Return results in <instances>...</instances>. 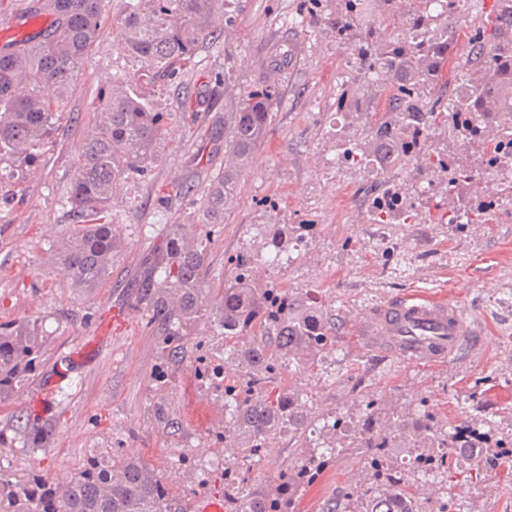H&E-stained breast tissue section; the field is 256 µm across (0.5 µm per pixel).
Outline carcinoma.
I'll use <instances>...</instances> for the list:
<instances>
[{
  "mask_svg": "<svg viewBox=\"0 0 512 512\" xmlns=\"http://www.w3.org/2000/svg\"><path fill=\"white\" fill-rule=\"evenodd\" d=\"M50 28L19 40L7 58L0 56V184L21 185L35 167L40 149L53 131V119L67 99L71 81L101 37L105 18L101 0H54ZM329 0H312L313 10L333 20L338 42L359 61L362 75L358 94L382 88L387 74L384 111L374 113L366 135L337 144L338 158L354 164L355 158L375 156L389 168L406 170L423 153L415 125L425 128L439 122L455 151L437 154L447 158L441 178L440 198L446 211L439 220L450 224L487 221L481 201L480 174L498 161V153L512 149V125L495 121L492 113L512 111V0H495V21L475 23L468 31L471 62L482 71L481 86L470 97H432L453 62L450 50L458 28L448 8L435 7L415 17V23L438 37L423 42L399 29L387 40L380 27L390 25L401 0H339L340 9L326 11ZM381 6L377 24L365 17ZM229 0H127L121 20V51L133 62V71L112 79L93 102L95 121L87 131L80 161L74 171L69 203L84 225L73 232L62 251V270L78 287L100 284L112 267L118 245L115 228L100 224V215L112 206L111 189L130 179L146 176L169 135L166 114L156 110L145 87L174 80L181 67L191 63L200 36L214 33L215 14L234 22ZM272 94L268 89L242 95L224 120V170L217 173L202 195L197 214L169 225L160 250L161 260L149 263L135 292V308L150 316L149 328L158 337L161 352L176 361L183 353L188 329L205 319L232 344L231 366L235 378L217 377L206 365L203 377L224 388V410L233 425L248 438L249 452L259 451L282 429L306 428L299 393L277 382L286 362L299 352L313 356L335 346L340 327L323 312L297 299L273 282L257 278V264L248 255L228 258L230 280L217 288L210 278V261L204 245L188 244L183 231L193 224H222L237 196L240 174L262 143L270 117ZM372 198L375 218L384 204L402 201L413 214L415 205L388 181L377 183ZM311 224H270L264 246L275 255L289 256L307 237ZM43 356V340L26 319L0 323V404L12 399L32 377ZM378 401H366L363 447L375 441L391 442L396 435L378 426ZM16 434L43 442L51 439L48 423L24 412L17 415ZM398 432L417 441L419 448H469L488 466L512 456V441L497 456L481 446V432L467 422L453 431L439 428L430 407ZM336 449L315 452L301 465L278 473V494L243 498L234 512H298L302 492L316 483L334 462ZM385 458L368 452L365 465L374 481L347 493L356 512H419L415 498L400 481L379 479ZM0 512H183L164 480L138 455H124L104 464L88 460L71 482L60 487L36 472L23 484L0 477Z\"/></svg>",
  "mask_w": 512,
  "mask_h": 512,
  "instance_id": "carcinoma-1",
  "label": "carcinoma"
}]
</instances>
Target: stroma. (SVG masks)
Returning a JSON list of instances; mask_svg holds the SVG:
<instances>
[{
  "label": "stroma",
  "mask_w": 512,
  "mask_h": 512,
  "mask_svg": "<svg viewBox=\"0 0 512 512\" xmlns=\"http://www.w3.org/2000/svg\"><path fill=\"white\" fill-rule=\"evenodd\" d=\"M309 6V0H232L233 25L216 17L221 37H201L192 64L174 82L148 87L154 106L169 115V137L146 177L119 185L106 217L120 238L112 269L103 283L80 288L57 267L61 243L79 223L68 203L71 177L98 90L133 68L118 48L126 0H104L106 31L55 116L40 166L23 195L0 186V322H35L44 340L36 375L12 404L0 405V429H10L14 410L44 392L60 359L85 354L47 394L40 417L54 428L50 441L41 448L0 447V477L21 484L40 468L56 482L89 457L108 462L133 452L163 475L187 512H198L200 499H221L230 490L272 494L281 467L300 465L316 442L332 441L336 460L304 493L302 512H324L329 497L344 500L368 481L362 449L341 435L284 431L255 455L225 440L223 424L199 412L204 403L223 412L224 394L198 373L200 355L223 352V336L197 323L184 357L167 361L147 312L131 305L167 226L196 212L211 172L224 164L219 134L235 94L265 88L273 106L264 141L240 176L224 222L206 228L214 281L230 277L228 257L260 252L264 225L309 224L313 238L295 265L266 270L265 277L330 319L363 316L405 295H449L487 327L483 357L453 366L405 362L346 330L332 350L295 357L280 385L299 392L319 426L336 418L358 426L365 401L375 398L383 424L414 417L426 404L445 429L486 420L491 440L512 438V223L441 224L423 204L411 224L354 220L353 210L368 208L371 183L337 163L336 144L364 125L353 121L337 131L333 119L357 78L356 63ZM276 45L291 57L283 81L273 85L266 59ZM189 183L196 194L181 193ZM159 406L166 420L157 419ZM228 468L237 472L236 485L225 479ZM406 486L421 512L447 501L458 512H512V462L488 470L451 457L442 477L410 476Z\"/></svg>",
  "instance_id": "obj_1"
}]
</instances>
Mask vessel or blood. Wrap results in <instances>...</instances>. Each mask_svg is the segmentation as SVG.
<instances>
[{
    "instance_id": "b4317fda",
    "label": "vessel or blood",
    "mask_w": 512,
    "mask_h": 512,
    "mask_svg": "<svg viewBox=\"0 0 512 512\" xmlns=\"http://www.w3.org/2000/svg\"><path fill=\"white\" fill-rule=\"evenodd\" d=\"M50 21L47 14L36 25L14 18L6 30L0 31V48L8 47L16 37L48 26ZM348 327L409 362L452 363L462 355L474 360L484 350L482 323L452 300L420 302L404 297L366 316L349 319Z\"/></svg>"
}]
</instances>
